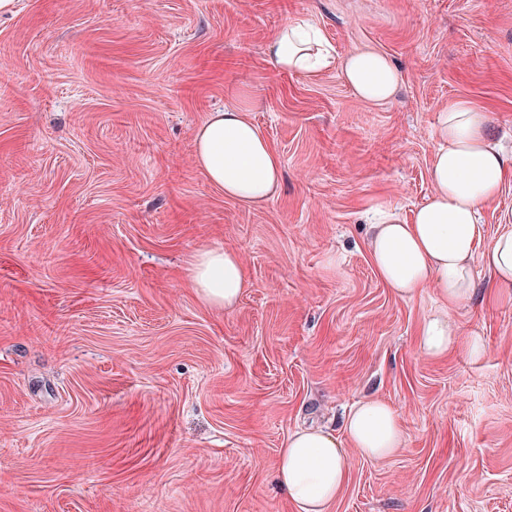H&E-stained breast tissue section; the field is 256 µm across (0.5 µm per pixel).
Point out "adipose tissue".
Listing matches in <instances>:
<instances>
[{
    "instance_id": "adipose-tissue-1",
    "label": "adipose tissue",
    "mask_w": 512,
    "mask_h": 512,
    "mask_svg": "<svg viewBox=\"0 0 512 512\" xmlns=\"http://www.w3.org/2000/svg\"><path fill=\"white\" fill-rule=\"evenodd\" d=\"M269 51L277 68L289 73L318 72L334 62L321 31L302 20L284 25ZM343 75L360 98L375 103L387 101L399 80L392 62L375 51L349 55ZM492 126L489 112L472 102H449L435 126L432 195L412 220L389 211L370 227L371 259L385 285L406 300L432 288L442 302L419 331V349L429 358L448 354L458 343L449 312L475 292V259L493 270L498 286L512 288V217L500 226L488 249L478 248L482 210L512 178V166ZM196 161L225 197L246 205L266 201L280 177V161L268 140L245 112L234 108L210 113L199 126ZM191 283L205 303L224 309L238 303L246 286L239 257L228 249L197 254ZM343 431L339 437L320 429L301 430L281 449L276 478L297 512H329L347 481V452L383 460L405 441L398 415L379 398L358 402Z\"/></svg>"
}]
</instances>
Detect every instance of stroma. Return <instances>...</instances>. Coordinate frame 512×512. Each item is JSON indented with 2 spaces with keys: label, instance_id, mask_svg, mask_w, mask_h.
Returning a JSON list of instances; mask_svg holds the SVG:
<instances>
[{
  "label": "stroma",
  "instance_id": "35a3bbf8",
  "mask_svg": "<svg viewBox=\"0 0 512 512\" xmlns=\"http://www.w3.org/2000/svg\"><path fill=\"white\" fill-rule=\"evenodd\" d=\"M336 62L280 71L289 20ZM373 50L394 96L342 64ZM490 112L512 157V0H17L0 15V512H296L275 482L295 430L340 433L378 397L406 435L346 456L331 512H512V288L483 262L423 356L439 306L375 272L369 226L432 192L438 113ZM239 106L282 167L248 206L195 162L209 112ZM237 252L233 310L195 255ZM487 352L472 359L466 342ZM343 75L360 98L375 103L387 101L399 80L392 62L375 51H357L349 55L343 64ZM191 283L207 304L232 309L246 286L238 255L228 249H208L200 252L191 267Z\"/></svg>",
  "mask_w": 512,
  "mask_h": 512
}]
</instances>
